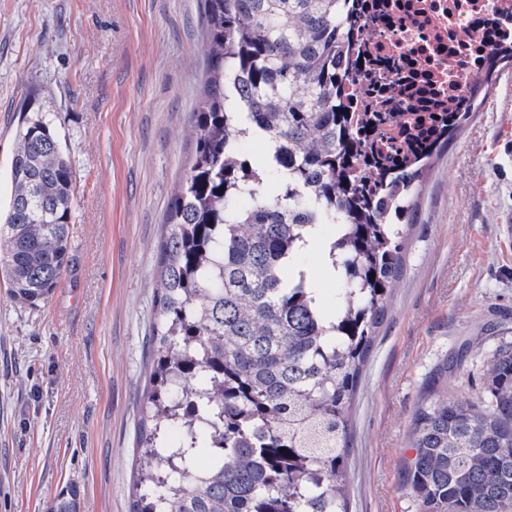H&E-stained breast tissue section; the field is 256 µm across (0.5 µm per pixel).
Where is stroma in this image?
I'll use <instances>...</instances> for the list:
<instances>
[{
    "mask_svg": "<svg viewBox=\"0 0 512 512\" xmlns=\"http://www.w3.org/2000/svg\"><path fill=\"white\" fill-rule=\"evenodd\" d=\"M201 0H0V206L21 110L53 118L74 172L71 260L36 309L0 278V512H131L158 317V241L202 95ZM512 70L435 160L351 410L347 512H418L404 484L431 387L472 399L512 346ZM320 225L296 256L326 311L344 284ZM471 340L455 379L437 369Z\"/></svg>",
    "mask_w": 512,
    "mask_h": 512,
    "instance_id": "obj_1",
    "label": "stroma"
}]
</instances>
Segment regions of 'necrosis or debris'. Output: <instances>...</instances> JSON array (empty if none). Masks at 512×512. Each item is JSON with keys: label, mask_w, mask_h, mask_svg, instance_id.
I'll return each mask as SVG.
<instances>
[{"label": "necrosis or debris", "mask_w": 512, "mask_h": 512, "mask_svg": "<svg viewBox=\"0 0 512 512\" xmlns=\"http://www.w3.org/2000/svg\"><path fill=\"white\" fill-rule=\"evenodd\" d=\"M347 7L358 21L341 63L368 66L352 71L345 92L364 96L374 81L404 89L395 108L372 99L362 109L386 167L422 155L424 131L458 111L466 88L512 40V0H348Z\"/></svg>", "instance_id": "4bbe7bcc"}]
</instances>
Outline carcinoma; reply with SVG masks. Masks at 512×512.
Returning <instances> with one entry per match:
<instances>
[{
	"mask_svg": "<svg viewBox=\"0 0 512 512\" xmlns=\"http://www.w3.org/2000/svg\"><path fill=\"white\" fill-rule=\"evenodd\" d=\"M344 0H203L204 96L187 137L189 171L161 242L149 397L137 433L132 512H345L350 409L403 267L428 164L512 66L497 49L412 167L380 181L356 172L369 133L347 111L339 67ZM268 139L256 164L236 139ZM279 171L283 188L262 183ZM74 173L51 119L18 125L0 215V276L36 309L70 263ZM321 224L346 288L327 314L293 259ZM462 343L442 368L469 356ZM475 400L431 395L413 420L405 485L419 512H512V346L486 364ZM179 423L176 448L165 432ZM210 449L205 468L196 465ZM80 491L51 512H79Z\"/></svg>",
	"mask_w": 512,
	"mask_h": 512,
	"instance_id": "obj_1",
	"label": "carcinoma"
}]
</instances>
